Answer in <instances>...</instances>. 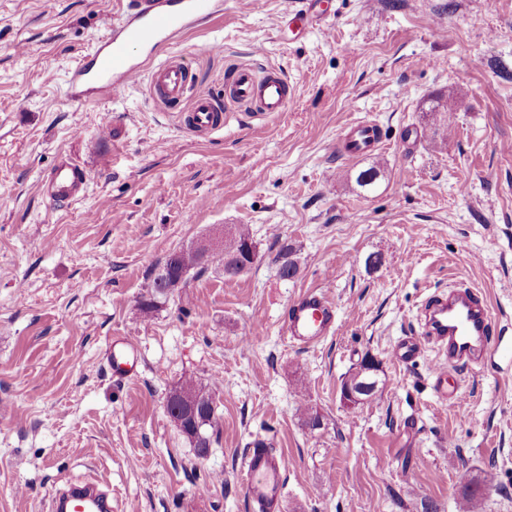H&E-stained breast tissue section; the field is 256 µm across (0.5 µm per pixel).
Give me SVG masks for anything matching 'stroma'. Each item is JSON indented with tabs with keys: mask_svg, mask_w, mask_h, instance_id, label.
<instances>
[{
	"mask_svg": "<svg viewBox=\"0 0 512 512\" xmlns=\"http://www.w3.org/2000/svg\"><path fill=\"white\" fill-rule=\"evenodd\" d=\"M317 9L295 38L281 0H224L182 35L175 51L201 91L223 96L234 64L276 66L294 88L266 121L198 138L143 80L69 99L67 73L116 0H0V512H50L62 475L103 479L113 512H252L240 468L261 440L286 461L285 512H458L486 471L484 512H512V0ZM213 41L223 56L195 54ZM363 118L386 145L352 159L339 136ZM62 156L87 191L48 223L41 181ZM369 167L380 177L367 189L356 175ZM239 224L258 248L246 273L209 266L143 310L169 252ZM462 283L486 299L500 343L480 367L449 366L466 400L451 409L434 392L437 352L400 364L392 349L429 297ZM313 289L335 302L338 330L303 347L282 328ZM116 338L142 361L120 384L105 368ZM366 356L383 394L346 407L342 380ZM189 379L216 395L203 458L166 410Z\"/></svg>",
	"mask_w": 512,
	"mask_h": 512,
	"instance_id": "obj_1",
	"label": "stroma"
}]
</instances>
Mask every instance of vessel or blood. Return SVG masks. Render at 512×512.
<instances>
[{"instance_id": "obj_1", "label": "vessel or blood", "mask_w": 512, "mask_h": 512, "mask_svg": "<svg viewBox=\"0 0 512 512\" xmlns=\"http://www.w3.org/2000/svg\"><path fill=\"white\" fill-rule=\"evenodd\" d=\"M119 22L108 37L71 70L69 95L84 103L96 95L116 93L148 76L150 94L164 107H178V123L187 134L207 136L223 129L228 106L239 105L252 120L284 111L292 96L287 78L275 68L257 71L238 65L225 79V96L218 99L195 90L187 68L177 54L154 64L158 51L172 45L185 30L200 20L224 11V0H118ZM347 156L360 157L378 151L383 143L376 122L359 120L342 134ZM87 174L69 158H61L47 175L44 192L50 202L72 203L85 195ZM336 306L322 291H309L294 300L283 330L290 340L313 346L336 331ZM494 319L488 306L470 290L430 298L424 306L421 329L401 339L393 348L402 362L417 358L425 343L438 345L448 361L478 358L496 350ZM114 381L137 375L139 359L131 342H113L107 360ZM434 390L442 405L461 404L462 395L449 385L443 366L433 368ZM246 499L260 512H282L285 498L283 458L263 444H254L243 460ZM54 512H112V497L95 481L71 483L55 499Z\"/></svg>"}]
</instances>
